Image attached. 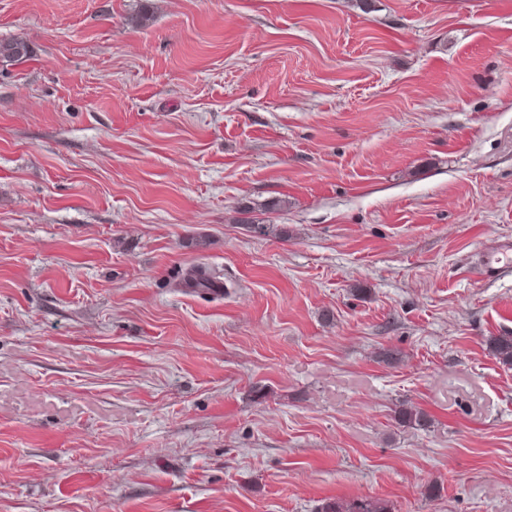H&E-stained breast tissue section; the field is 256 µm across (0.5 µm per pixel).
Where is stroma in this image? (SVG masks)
<instances>
[{"label":"stroma","mask_w":512,"mask_h":512,"mask_svg":"<svg viewBox=\"0 0 512 512\" xmlns=\"http://www.w3.org/2000/svg\"><path fill=\"white\" fill-rule=\"evenodd\" d=\"M16 37L0 512H512V0H0ZM492 355L503 365L512 367V334L504 333L488 340ZM321 512H391L387 502L380 498L361 497L336 499L325 502Z\"/></svg>","instance_id":"35a3bbf8"}]
</instances>
